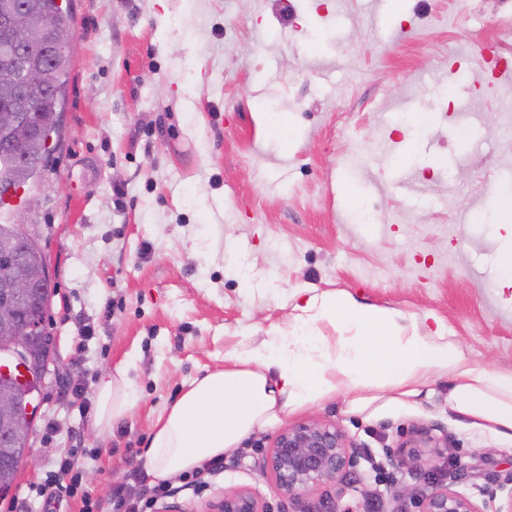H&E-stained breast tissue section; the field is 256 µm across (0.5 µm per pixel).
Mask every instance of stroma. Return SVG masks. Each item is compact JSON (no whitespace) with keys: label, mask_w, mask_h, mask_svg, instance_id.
I'll use <instances>...</instances> for the list:
<instances>
[{"label":"stroma","mask_w":512,"mask_h":512,"mask_svg":"<svg viewBox=\"0 0 512 512\" xmlns=\"http://www.w3.org/2000/svg\"><path fill=\"white\" fill-rule=\"evenodd\" d=\"M76 39L60 146L31 191L54 284L56 364L32 467L0 498L43 512L34 487L71 449L99 498L134 486L157 419L188 384L288 326L295 291L344 290L429 315L465 352L512 368V289L498 288L499 202L512 196V0H70ZM374 218L362 222L363 210ZM129 366L135 405L95 428L97 384ZM86 389L87 407L69 386ZM447 385L336 423L361 451L345 476L362 512L429 492L387 454L416 428L447 440L454 490L482 502L512 472V440L451 413ZM276 427L221 470L160 499L203 512L246 488L301 512L256 466Z\"/></svg>","instance_id":"stroma-1"}]
</instances>
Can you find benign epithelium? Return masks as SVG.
I'll list each match as a JSON object with an SVG mask.
<instances>
[{
	"instance_id": "benign-epithelium-1",
	"label": "benign epithelium",
	"mask_w": 512,
	"mask_h": 512,
	"mask_svg": "<svg viewBox=\"0 0 512 512\" xmlns=\"http://www.w3.org/2000/svg\"><path fill=\"white\" fill-rule=\"evenodd\" d=\"M15 25V14L8 6H1L0 93L7 104L0 108V150L7 153L23 150L39 128L60 126V113L40 108L47 85L43 66L32 51L50 44L65 54L74 42L73 29L53 27L42 20L29 22L17 41ZM20 238L26 249L0 253V326L9 332L11 340L10 350L0 355V374L9 378L15 368L22 375L19 382L34 384L46 380L53 360L44 355L42 347L30 344L34 337L46 334V309L30 306L31 296L43 282L29 271L26 258L27 250L40 247L39 235L23 224ZM37 409L30 398L22 402L7 394L0 396L3 433L14 444L30 442ZM438 447L439 442L428 432H413L399 443L392 465L403 468L418 464L423 458L421 449ZM358 454V448L335 423L309 420L281 429L258 466L270 477L280 497L300 500L323 490V498L311 512H359V504L351 502L352 488L342 481ZM414 503L418 512H485L470 497L440 480L432 481L431 491L415 497ZM206 512H268V505L252 491L234 488L225 490Z\"/></svg>"
}]
</instances>
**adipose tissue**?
Masks as SVG:
<instances>
[{
    "instance_id": "ef3b65f1",
    "label": "adipose tissue",
    "mask_w": 512,
    "mask_h": 512,
    "mask_svg": "<svg viewBox=\"0 0 512 512\" xmlns=\"http://www.w3.org/2000/svg\"><path fill=\"white\" fill-rule=\"evenodd\" d=\"M448 385V409L512 439V370L468 356L443 328L341 290L295 303L287 329L193 380L154 426L146 450L153 482L171 481L231 452L251 434L325 401L364 411L383 399L403 403ZM95 425L111 429L134 407L127 367L102 377Z\"/></svg>"
}]
</instances>
